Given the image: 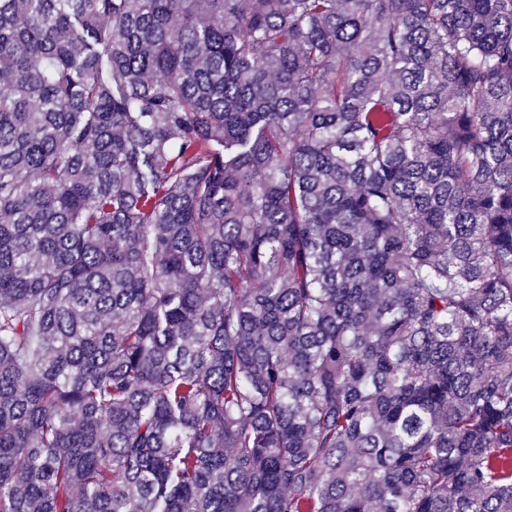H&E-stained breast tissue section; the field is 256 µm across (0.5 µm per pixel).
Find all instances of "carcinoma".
I'll use <instances>...</instances> for the list:
<instances>
[{
  "label": "carcinoma",
  "mask_w": 512,
  "mask_h": 512,
  "mask_svg": "<svg viewBox=\"0 0 512 512\" xmlns=\"http://www.w3.org/2000/svg\"><path fill=\"white\" fill-rule=\"evenodd\" d=\"M0 512H512V0H0Z\"/></svg>",
  "instance_id": "cac0c4a2"
}]
</instances>
